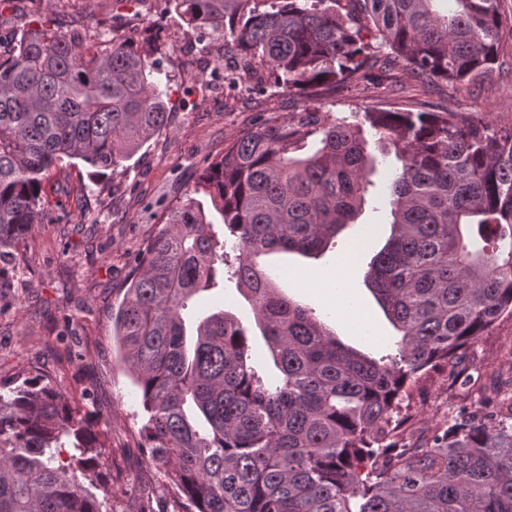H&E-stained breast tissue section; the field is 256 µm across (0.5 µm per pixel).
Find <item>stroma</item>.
<instances>
[{"label": "stroma", "instance_id": "1", "mask_svg": "<svg viewBox=\"0 0 512 512\" xmlns=\"http://www.w3.org/2000/svg\"><path fill=\"white\" fill-rule=\"evenodd\" d=\"M56 21L87 36L154 37L155 58L171 76L167 128L109 177H92L78 160L49 174L47 219L0 259V388L40 375L78 405L100 416V438L112 452V474L124 488L112 512H177L161 474H149L141 437V395L127 374L113 336L117 311L137 258L169 207L199 181L204 167L260 115L299 111L303 94L279 93L265 70L227 73L224 37L186 38L175 11L159 0H56ZM161 19L153 34L149 26ZM312 97L337 115L363 107L451 112L492 128L512 125V37L481 76L422 85L403 67L368 78L315 88ZM401 163L382 158L367 202L326 251L311 257L273 255L266 264L291 299L316 308L344 344L380 356L394 328L368 288V263L390 232L389 185ZM345 296L348 309L335 307ZM224 310L247 317L249 303L234 282L198 295L188 327ZM512 351V318L501 319L451 365L431 370L411 390L409 421L400 436L416 443L452 420L460 405H478Z\"/></svg>", "mask_w": 512, "mask_h": 512}]
</instances>
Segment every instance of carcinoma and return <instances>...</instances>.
<instances>
[{
	"instance_id": "carcinoma-1",
	"label": "carcinoma",
	"mask_w": 512,
	"mask_h": 512,
	"mask_svg": "<svg viewBox=\"0 0 512 512\" xmlns=\"http://www.w3.org/2000/svg\"><path fill=\"white\" fill-rule=\"evenodd\" d=\"M167 2L193 34L224 30L243 67L288 92L379 64L463 81L491 69L512 33L499 0H453L446 17L433 0ZM106 42L91 51L38 7L0 55V256L42 223L52 169L80 159L114 172L167 125L153 41ZM371 137L402 162L392 234L367 274L396 331L378 359L340 342L258 263L316 255L354 221ZM227 272L253 324L220 310L187 341L190 302ZM508 316L512 126L449 112L338 116L308 98L241 131L184 192L139 257L114 336L141 391L149 464L181 512H512V377L481 393L484 411L460 409L423 444L394 442L409 388ZM256 331L274 378L252 360ZM96 427L43 377L0 393V512H103L119 485Z\"/></svg>"
}]
</instances>
